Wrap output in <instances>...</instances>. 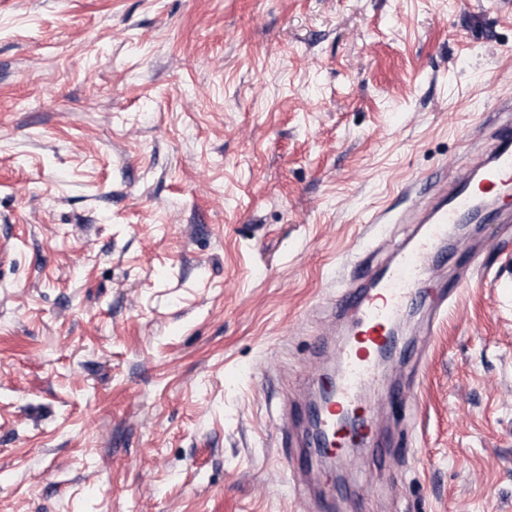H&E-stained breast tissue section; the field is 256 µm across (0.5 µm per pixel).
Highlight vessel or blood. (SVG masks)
<instances>
[{"instance_id": "b4317fda", "label": "vessel or blood", "mask_w": 512, "mask_h": 512, "mask_svg": "<svg viewBox=\"0 0 512 512\" xmlns=\"http://www.w3.org/2000/svg\"><path fill=\"white\" fill-rule=\"evenodd\" d=\"M467 176L439 179L422 192L407 212L406 223L414 231L396 249L391 261L366 280L344 289L336 306L353 312L348 341L338 357L340 372L326 394L318 419L320 437H308V445H322L325 455L343 465L345 448L352 439L369 442L371 419L355 420L362 386L377 379V359L392 343L395 321L422 284L432 279L424 256L448 239L453 224L512 223V207L504 201L512 195V124L502 125L488 149L469 156Z\"/></svg>"}]
</instances>
